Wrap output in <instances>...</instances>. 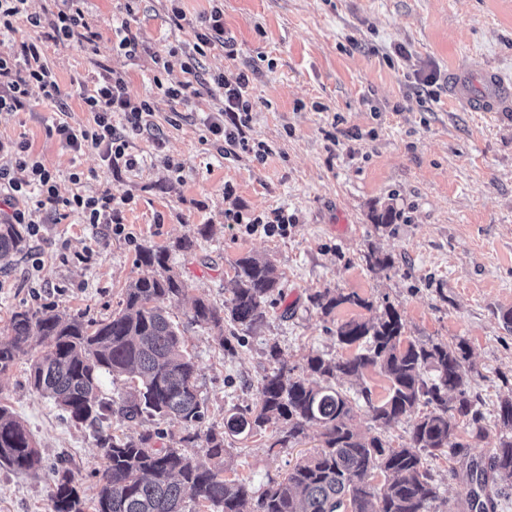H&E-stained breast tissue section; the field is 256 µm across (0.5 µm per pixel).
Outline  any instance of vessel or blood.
<instances>
[{"label": "vessel or blood", "instance_id": "vessel-or-blood-1", "mask_svg": "<svg viewBox=\"0 0 512 512\" xmlns=\"http://www.w3.org/2000/svg\"><path fill=\"white\" fill-rule=\"evenodd\" d=\"M448 92L477 112H501L512 107V84L502 82L497 73L475 65L454 72Z\"/></svg>", "mask_w": 512, "mask_h": 512}]
</instances>
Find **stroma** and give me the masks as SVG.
<instances>
[{
  "instance_id": "obj_1",
  "label": "stroma",
  "mask_w": 512,
  "mask_h": 512,
  "mask_svg": "<svg viewBox=\"0 0 512 512\" xmlns=\"http://www.w3.org/2000/svg\"><path fill=\"white\" fill-rule=\"evenodd\" d=\"M83 9L94 45L45 46L65 112L34 88L28 110L0 114V168L15 165L10 143L29 142L63 193L128 197L123 215L133 237L46 208L39 235L0 271V341L21 309L109 317L143 272L139 250L162 248L188 285L167 310L195 358L200 431L222 429L233 409L258 408L260 382L278 362L303 378L308 355L352 356L357 348L337 342V326L375 318L388 304L405 339L465 342L469 389L490 425L500 399L512 394V330L501 319L512 309V111H471L449 96L448 74L477 59L512 81V0H85ZM215 9L235 59L218 46L202 56L193 50L194 23ZM125 26L137 38L131 52L119 46ZM172 48L179 62L167 71L154 59ZM187 60L202 82L198 97L177 104L162 88L184 80ZM106 69L120 72L131 98L152 110L146 126L127 135L140 162L133 170H114L93 150L74 154L47 133L62 118L76 129L91 124L81 88ZM225 71L250 78L245 136L251 148L264 145V161L251 148L223 153L222 138L203 124L224 105L209 78ZM431 74L436 83L425 85ZM77 170L84 177L75 185L69 175ZM387 205L397 219L376 227L372 212ZM229 211L283 212L288 234L246 233L226 222ZM182 241L190 249H179ZM371 252L390 266L369 267ZM248 253L270 259L280 292L264 324L226 348L192 323V303L223 305L234 263ZM327 289L362 303L323 315L310 298ZM28 367L23 355L0 375V405L23 421L45 466L34 474L0 469V512H53L50 467L60 460L92 498L106 462L91 428L63 421L30 387ZM103 429L131 438L160 429L164 448L180 447L186 434L176 423L116 414ZM271 436L266 429L226 440L225 476L257 494L322 444L317 426L290 448L271 447ZM424 463L448 506L466 501L470 486L451 474L447 456Z\"/></svg>"
}]
</instances>
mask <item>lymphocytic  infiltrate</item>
<instances>
[{"label": "lymphocytic infiltrate", "mask_w": 512, "mask_h": 512, "mask_svg": "<svg viewBox=\"0 0 512 512\" xmlns=\"http://www.w3.org/2000/svg\"><path fill=\"white\" fill-rule=\"evenodd\" d=\"M26 0H0V26L12 28L18 17H25L32 32L31 38L19 48L0 50V112L12 113L29 105V91L38 88L49 100L60 95L59 85L50 69L43 49L44 39H73L80 43H93L95 34L84 19V0H63L64 7L53 18L23 15ZM218 88L224 91L222 113L207 116L205 123L213 135L224 138L225 145L247 148L243 129L252 109L247 89L249 77L245 73L218 75ZM82 100L93 116L91 127L76 129L65 122L49 126V134L59 138L71 152L80 154L93 149L102 161L111 167H137L135 158L127 155L126 130L142 128L151 114L149 103L132 99L126 91V80L120 73L104 78L93 88L84 89ZM123 114L125 131H118L112 123L113 114ZM14 170L0 169V203L5 204L9 224L26 225L30 234H38V215L45 204H57L82 214L85 223L110 225L113 234L124 235V200L103 192L97 196L73 194L61 196L57 176L42 163L32 158L27 142L14 145Z\"/></svg>", "instance_id": "lymphocytic-infiltrate-1"}]
</instances>
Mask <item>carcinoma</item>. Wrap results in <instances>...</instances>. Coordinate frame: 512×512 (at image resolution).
Wrapping results in <instances>:
<instances>
[{"instance_id": "1", "label": "carcinoma", "mask_w": 512, "mask_h": 512, "mask_svg": "<svg viewBox=\"0 0 512 512\" xmlns=\"http://www.w3.org/2000/svg\"><path fill=\"white\" fill-rule=\"evenodd\" d=\"M23 224H0V269L12 265L27 246ZM165 250L144 247L138 263L144 274L126 288L123 308L105 320L83 315L62 319L54 308L21 310L10 319V338L0 343V374L28 353L33 337L49 348L31 359L32 388L51 398L74 423L97 429L107 464L95 499L88 503L67 468L55 472L53 512H184L186 500L220 512H431L439 500L433 475L422 452L433 455L463 448L457 417L474 407L467 385L465 342L429 344L404 342V326L388 305L375 321H348L336 329L337 340L358 345L345 359L307 358V370L322 383L285 379L286 366L265 375L258 410L234 412L224 418V431L205 433V454L215 461L207 468L178 448H157L163 432L148 431L136 439L102 432L104 420L117 412L125 418H158L192 428L204 411L193 358L181 349L178 327L165 304L186 292L187 283L172 271ZM232 296L224 306L198 298L192 321L218 330L224 320L244 331L264 323L263 306L279 288L266 258L245 255L236 260ZM325 315L344 303L365 305L354 293L328 290L311 297ZM370 368L390 383L388 395L373 402L371 390L360 394L371 421L380 427L398 422L424 406L426 412L411 425L409 444L394 448L379 435L364 436L353 428L356 399L339 390L343 378L363 380ZM125 376L135 391L121 402L103 397V375ZM271 447H287L309 424L322 427L323 445L302 458L279 481L258 496L236 480L224 477L225 438L251 435L278 423ZM493 428L499 444L486 465L471 461L462 477L472 486L467 512H495L497 500L512 488V397L499 401ZM42 457L22 421L0 406V468L34 471ZM383 476L380 485L371 480Z\"/></svg>"}]
</instances>
